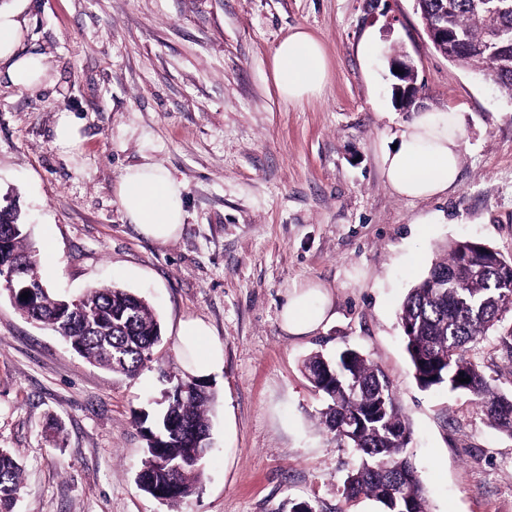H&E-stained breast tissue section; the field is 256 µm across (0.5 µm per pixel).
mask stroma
I'll list each match as a JSON object with an SVG mask.
<instances>
[{
	"mask_svg": "<svg viewBox=\"0 0 512 512\" xmlns=\"http://www.w3.org/2000/svg\"><path fill=\"white\" fill-rule=\"evenodd\" d=\"M0 11L19 26L18 53L45 66L30 89L0 75V203L18 199L47 288L130 289L163 335L128 378L0 296V448L22 465L17 512H289L302 500L379 512L368 499L345 506L353 455L319 425L321 396L302 371L310 353L347 345L387 373L431 512H512V439L468 395L419 387L398 321L449 242L512 257V99L436 51L413 0H0ZM298 27L323 43L330 79L291 104L271 57ZM369 32L378 49L367 58ZM395 50L417 75L404 107L392 97ZM424 108L457 112L460 174L448 197L411 202L378 158ZM63 112L80 132L68 150L54 143ZM143 164L185 187L182 231L165 244L118 203L120 176ZM310 282L336 316L289 335L281 308ZM187 318L212 327L224 364L208 381L203 480L170 507L137 486L146 442L135 417L183 372ZM471 355L512 389V355L494 336Z\"/></svg>",
	"mask_w": 512,
	"mask_h": 512,
	"instance_id": "1",
	"label": "stroma"
}]
</instances>
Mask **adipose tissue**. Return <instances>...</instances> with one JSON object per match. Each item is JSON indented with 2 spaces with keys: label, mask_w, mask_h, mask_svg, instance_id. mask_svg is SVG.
<instances>
[{
  "label": "adipose tissue",
  "mask_w": 512,
  "mask_h": 512,
  "mask_svg": "<svg viewBox=\"0 0 512 512\" xmlns=\"http://www.w3.org/2000/svg\"><path fill=\"white\" fill-rule=\"evenodd\" d=\"M19 37L13 20L0 17V61L16 86L30 87L28 73L41 69L38 56H18L12 51ZM272 73L279 96L291 103L316 97L327 85L328 62L322 43L311 33L295 29L276 47ZM461 131L453 112L423 109L415 112L395 147H384L380 166L390 188L400 197L415 201L439 198L458 185ZM184 187L152 164L126 170L118 182L119 204L126 219L146 237L166 243L180 232L184 222ZM334 316L330 292L307 284L290 294L280 313L288 334L307 336ZM181 346L192 354L188 373L209 379L223 363V351L201 320L187 319L178 331Z\"/></svg>",
  "instance_id": "1"
}]
</instances>
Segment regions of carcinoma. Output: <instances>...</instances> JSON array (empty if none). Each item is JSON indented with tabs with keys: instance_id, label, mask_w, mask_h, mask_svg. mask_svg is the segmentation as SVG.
Returning a JSON list of instances; mask_svg holds the SVG:
<instances>
[{
	"instance_id": "carcinoma-1",
	"label": "carcinoma",
	"mask_w": 512,
	"mask_h": 512,
	"mask_svg": "<svg viewBox=\"0 0 512 512\" xmlns=\"http://www.w3.org/2000/svg\"><path fill=\"white\" fill-rule=\"evenodd\" d=\"M425 24L448 28V41L434 45L448 60L474 66L512 98V0H419ZM398 103L417 93L416 74L408 65L396 75ZM505 259L471 239L448 244L427 273L409 289L399 312L406 351L423 389L446 385L471 397L493 429L512 438V393L493 386L483 367L468 355L483 336L496 333L512 353V274ZM38 270L29 224L19 205L0 207V269ZM16 293L29 317L51 327L88 361L114 373L133 376L151 359L162 340L161 324L148 303L116 286L94 287L78 298L53 293L42 282ZM303 370L323 397L320 422L336 444L352 450L345 473L346 504L362 498L380 512H429L425 490L407 448L408 419L384 370L355 348L334 358L316 352ZM466 377L469 382H459ZM190 390L170 391L155 417L143 413L147 457L137 477L140 490L166 505L186 498L201 481L210 443L207 416L213 396L204 381L177 379ZM21 467L0 448V512H15Z\"/></svg>"
}]
</instances>
